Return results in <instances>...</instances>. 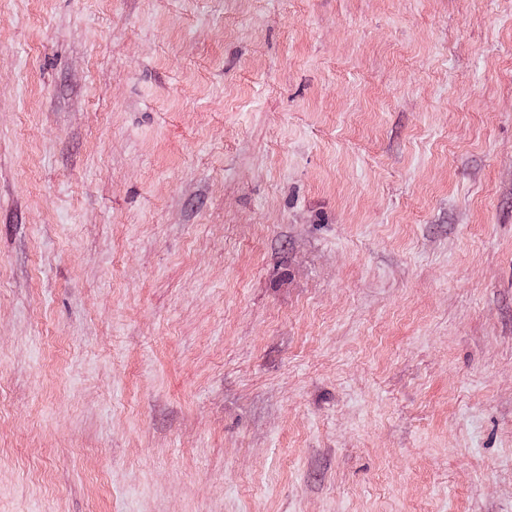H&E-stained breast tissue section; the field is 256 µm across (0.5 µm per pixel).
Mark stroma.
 I'll return each mask as SVG.
<instances>
[{
    "mask_svg": "<svg viewBox=\"0 0 512 512\" xmlns=\"http://www.w3.org/2000/svg\"><path fill=\"white\" fill-rule=\"evenodd\" d=\"M0 512H512V0H0Z\"/></svg>",
    "mask_w": 512,
    "mask_h": 512,
    "instance_id": "1",
    "label": "stroma"
}]
</instances>
